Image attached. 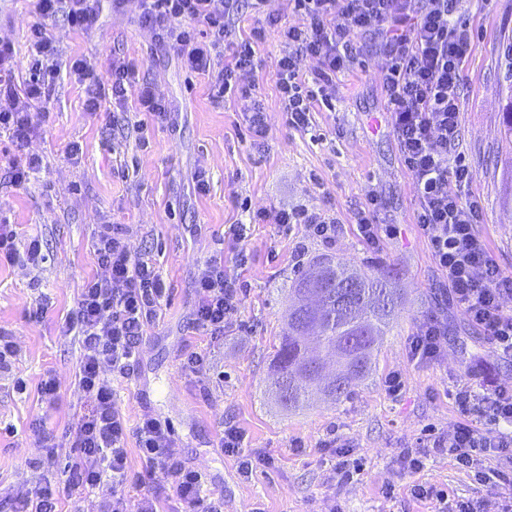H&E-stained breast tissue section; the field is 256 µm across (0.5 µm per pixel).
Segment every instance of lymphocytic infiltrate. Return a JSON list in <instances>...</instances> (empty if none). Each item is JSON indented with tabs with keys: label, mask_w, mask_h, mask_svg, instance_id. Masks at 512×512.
I'll return each mask as SVG.
<instances>
[{
	"label": "lymphocytic infiltrate",
	"mask_w": 512,
	"mask_h": 512,
	"mask_svg": "<svg viewBox=\"0 0 512 512\" xmlns=\"http://www.w3.org/2000/svg\"><path fill=\"white\" fill-rule=\"evenodd\" d=\"M46 18L60 17L76 30L92 31L97 23V0H34ZM298 25L285 27L287 55L277 62L274 80L289 126L307 128L315 108L334 111L338 78L350 70L358 55L357 37L372 34L388 59L379 76L402 163L416 184V222L432 246L436 263L448 280L453 300L463 309L492 347L512 357V313L503 308L512 297V275L505 274L477 233L482 208L477 200L462 201L459 191L473 180L462 157L451 151L460 138L462 67L472 50L473 32L461 14L460 0H290ZM141 22L178 52L190 72L207 75L213 100H250L246 113L254 141L267 133L266 110L254 99L255 83L244 76L255 68L254 43L265 28L254 26L248 40L233 42L231 22L243 13L261 15L265 0H141ZM34 54L28 77L14 83L11 44L0 43V95L13 101L0 111V130L25 139L33 128V107L41 102L57 73V48L42 25L33 27ZM315 60L304 71L299 60ZM88 89V108L108 95L115 103L134 98L137 111L157 122L169 119L168 107L150 83H136L125 63L112 64L109 77L93 66L73 64ZM254 223L271 222L284 230L301 226L326 245L336 242L337 219L327 210L297 206L253 213ZM97 260L76 305L66 317L68 331L79 343L78 391L90 407L65 435L75 449L63 488L42 486L21 503L20 512H58L61 493L98 489L103 493L99 512H158L159 501L141 497L131 504L126 494L127 438L135 436L147 473L157 471L174 479L179 512H223V504L207 492L202 471L186 467L170 429L146 415L136 428L114 401L112 375L134 370L146 329L162 310L165 283L149 258L132 253L123 233L112 224L97 225L91 238ZM197 326L223 335L237 312L240 299L223 261L209 259L197 266ZM463 415L453 434L435 439L433 448L448 454L457 468L475 470L479 481L512 487V386L478 392L470 382L450 393ZM498 465L482 471L488 455Z\"/></svg>",
	"instance_id": "obj_1"
}]
</instances>
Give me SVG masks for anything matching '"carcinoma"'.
<instances>
[{
	"mask_svg": "<svg viewBox=\"0 0 512 512\" xmlns=\"http://www.w3.org/2000/svg\"><path fill=\"white\" fill-rule=\"evenodd\" d=\"M354 279L358 287H348ZM347 294L356 304L350 311L338 307ZM398 299V288L388 271L369 276L330 260L318 262L312 271L295 279L290 289L287 327L271 360L274 386L309 364L321 362L324 354L336 359L334 378L340 381L326 395L334 402L348 398L371 370L380 341L391 330ZM320 381L321 376L311 375L289 393L288 400L279 397L277 401L289 411L302 408L309 385Z\"/></svg>",
	"mask_w": 512,
	"mask_h": 512,
	"instance_id": "carcinoma-1",
	"label": "carcinoma"
}]
</instances>
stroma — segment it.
Segmentation results:
<instances>
[{"mask_svg": "<svg viewBox=\"0 0 512 512\" xmlns=\"http://www.w3.org/2000/svg\"><path fill=\"white\" fill-rule=\"evenodd\" d=\"M96 30L80 33L63 19L42 21L32 0H0V42L14 47L16 72L31 57L30 29L45 23L59 50V75L35 108L36 129L17 141L0 133V210L22 235L41 239L38 268L0 262V326L16 345L9 373L0 375V512H16L37 487L67 476L72 449L49 451L43 437L62 439L79 413L75 384L79 344L62 323L84 282L97 267L90 247L98 224H117L131 251L149 257L170 286L160 319L140 346L133 373L115 380V400L129 426L143 414L169 423L187 467L205 473L224 500V512H447L456 502L512 506V493L483 486L474 472L458 469L447 454L428 449L423 469L404 462L417 439L444 438L461 419L448 393L466 380L474 363L484 368L478 389L512 385V359L503 357L467 320L451 298L432 248L416 224L417 195L404 169L384 94L375 79L387 58L370 36L350 71L339 78L332 112L311 114L308 129L288 126L273 73L288 52L277 28L298 24L288 0H267L277 17L255 47L253 76L267 113L263 147L252 146L245 102H212L209 80L189 72L176 51L156 41L139 21L140 0H98ZM462 13L474 31L465 62L461 102V153L474 178L463 200L478 199L476 227L500 268L512 274V141L504 135L502 107L508 84L504 47L512 40V0H464ZM83 59L101 75L113 60L128 63L136 79L155 85L171 120L138 128L143 113L134 102L114 109L87 93L70 70ZM78 143V157L66 148ZM36 155L42 166L26 183L11 179L10 160ZM206 170L209 190L198 193L194 173ZM378 194L380 224L397 228L371 249L353 222L369 194ZM304 204L335 213L338 234L327 247L303 228L252 224L248 214ZM246 222L244 238L232 227ZM245 262H238V254ZM223 258L241 290V306L222 337L196 326L194 274L198 263ZM321 257L371 275L391 268L402 295L394 327L377 352L376 366L346 400L313 397L287 412L275 401L270 362L285 324L288 289L299 271ZM41 320H33L38 305ZM435 319L448 327L441 356L417 361L408 342L418 325ZM198 352L211 365L199 380L181 367ZM400 374L393 396L384 387ZM59 385L54 406L41 404L37 386L46 375ZM244 436V451L270 457L267 466L243 474L240 458L218 446L223 426ZM130 501L151 495L172 512L173 479L148 475L136 442H129ZM359 471L344 480L334 464L339 453ZM423 482L443 499L419 501L410 486ZM394 493L385 496L383 488Z\"/></svg>", "mask_w": 512, "mask_h": 512, "instance_id": "stroma-1", "label": "stroma"}]
</instances>
